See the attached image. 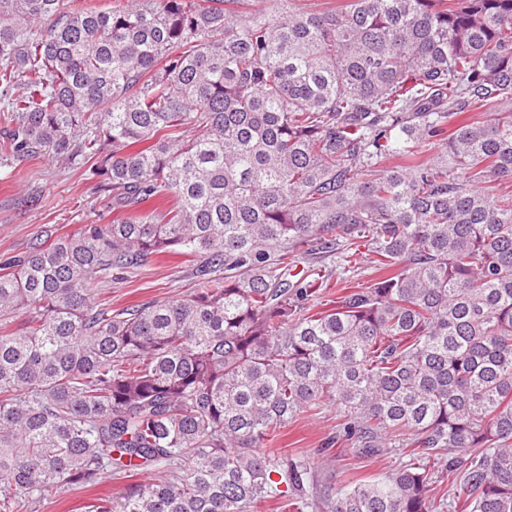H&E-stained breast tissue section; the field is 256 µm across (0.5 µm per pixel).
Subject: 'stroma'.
Masks as SVG:
<instances>
[{
	"mask_svg": "<svg viewBox=\"0 0 512 512\" xmlns=\"http://www.w3.org/2000/svg\"><path fill=\"white\" fill-rule=\"evenodd\" d=\"M11 179L0 181V262L21 256L32 247L75 232L84 224L110 223L114 214L96 180L73 169L64 159L39 157L13 161ZM195 263L181 255H165L131 270L124 279L99 283L98 304L121 310L151 301L176 299L194 281ZM341 421L335 406L299 414L276 431L270 448L320 461V448L332 443ZM405 436L387 441L386 452L369 458L350 442L332 444L338 485L393 468L401 458ZM126 476H112L92 488L53 497L39 512H84L91 499L113 497L129 484Z\"/></svg>",
	"mask_w": 512,
	"mask_h": 512,
	"instance_id": "obj_1",
	"label": "stroma"
}]
</instances>
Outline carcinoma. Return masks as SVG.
Segmentation results:
<instances>
[{
  "label": "carcinoma",
  "mask_w": 512,
  "mask_h": 512,
  "mask_svg": "<svg viewBox=\"0 0 512 512\" xmlns=\"http://www.w3.org/2000/svg\"><path fill=\"white\" fill-rule=\"evenodd\" d=\"M264 2L0 0V168L122 215L0 265V512L157 469L86 512H512V0ZM315 240L373 282L315 310L276 252ZM167 253L178 299L94 302ZM326 402L410 452L338 487L265 449Z\"/></svg>",
  "instance_id": "obj_1"
}]
</instances>
